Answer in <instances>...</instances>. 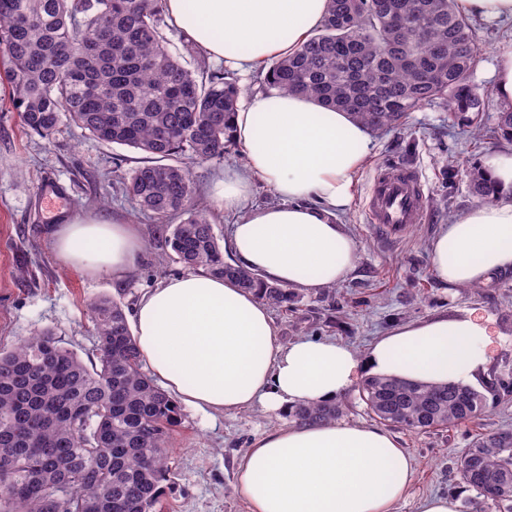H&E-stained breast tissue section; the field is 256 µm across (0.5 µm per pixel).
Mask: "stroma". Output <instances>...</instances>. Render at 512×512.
<instances>
[{"instance_id":"35a3bbf8","label":"stroma","mask_w":512,"mask_h":512,"mask_svg":"<svg viewBox=\"0 0 512 512\" xmlns=\"http://www.w3.org/2000/svg\"><path fill=\"white\" fill-rule=\"evenodd\" d=\"M472 24L483 56L473 82L483 94V123L489 129L504 107L493 90L492 70L501 51L512 46V22L476 17ZM370 140V157L356 174L353 200L340 217L359 244L356 267L335 292L301 290L295 310L271 307L281 341L332 337L363 351L398 325L476 308L493 318L502 335L491 371L512 379V271L470 290L440 280L430 262V244L440 228L481 204L468 189L470 170L487 153H512V144L494 138L474 142L438 103L412 112L402 128L371 133ZM142 159L132 148L99 142L67 124L43 139L24 129L0 96V349L49 329L83 360H95L90 301L118 296L131 308L165 277L182 273V265L154 240L153 219L137 213L119 191L118 176ZM243 161L242 148L234 144L223 157L194 165L192 176L203 199H211L225 167ZM399 163L421 171L428 214L425 223L393 240L370 224L364 203L376 170ZM48 179L62 187L64 202L42 200L40 187ZM61 206L68 220L92 216L137 225L145 249L135 277L118 281L61 267L49 244L53 214ZM20 270L25 273L21 279L16 276ZM181 417L170 441L173 473L162 484L161 512H249L234 490L238 461L256 436L286 424V416L256 406L212 416L185 408ZM499 428H512V405L488 408L475 422L426 433L394 428L414 460L409 495L395 512H417L421 498L438 492L473 498L457 476V464L475 434Z\"/></svg>"}]
</instances>
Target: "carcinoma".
<instances>
[{"instance_id": "obj_1", "label": "carcinoma", "mask_w": 512, "mask_h": 512, "mask_svg": "<svg viewBox=\"0 0 512 512\" xmlns=\"http://www.w3.org/2000/svg\"><path fill=\"white\" fill-rule=\"evenodd\" d=\"M164 13V0H0V85L23 125L44 138L67 122L148 154L122 191L159 220L157 239L170 258L292 309L291 289L224 257L187 162L224 156L240 90L168 50ZM480 62L457 0H328L317 33L275 60L264 83L346 111L373 132L402 127L438 100L479 139L483 99L473 76ZM491 133L512 142L511 106L498 112ZM469 190L494 198L478 169ZM91 311L97 364L49 330L0 351V512H159L180 407L143 371L124 302L100 297ZM361 398L381 423L425 432L472 422L490 401L509 402L512 383L495 376L481 392L370 379ZM341 413L338 403L299 406L288 421ZM457 473L476 492L471 512H512V428L478 434Z\"/></svg>"}]
</instances>
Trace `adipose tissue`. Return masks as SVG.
Listing matches in <instances>:
<instances>
[{
    "instance_id": "obj_1",
    "label": "adipose tissue",
    "mask_w": 512,
    "mask_h": 512,
    "mask_svg": "<svg viewBox=\"0 0 512 512\" xmlns=\"http://www.w3.org/2000/svg\"><path fill=\"white\" fill-rule=\"evenodd\" d=\"M326 8L327 0H165L167 14L206 59L236 69L292 52ZM232 125L245 161L225 168L213 200L239 216L225 242L234 263L314 293L342 284L359 249L339 216L370 154L367 128L350 113L279 91L253 94ZM483 167L499 199L444 225L431 245L434 273L454 286H481L512 271V155L488 154ZM257 181L277 204L250 206ZM50 240L63 267L117 280L144 249L135 225L85 218L52 225ZM132 328L165 390L217 414L328 405L370 377L469 384L500 342L492 320L470 310L397 326L362 352L307 336L285 343L256 293L203 272L167 277L146 292ZM413 476L412 458L385 429L286 424L253 441L237 489L249 512H393Z\"/></svg>"
}]
</instances>
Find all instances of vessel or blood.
Masks as SVG:
<instances>
[{"mask_svg": "<svg viewBox=\"0 0 512 512\" xmlns=\"http://www.w3.org/2000/svg\"><path fill=\"white\" fill-rule=\"evenodd\" d=\"M371 223L385 235H402L409 225L418 224L427 216V198L416 168L402 165L379 169L366 201Z\"/></svg>", "mask_w": 512, "mask_h": 512, "instance_id": "vessel-or-blood-1", "label": "vessel or blood"}]
</instances>
